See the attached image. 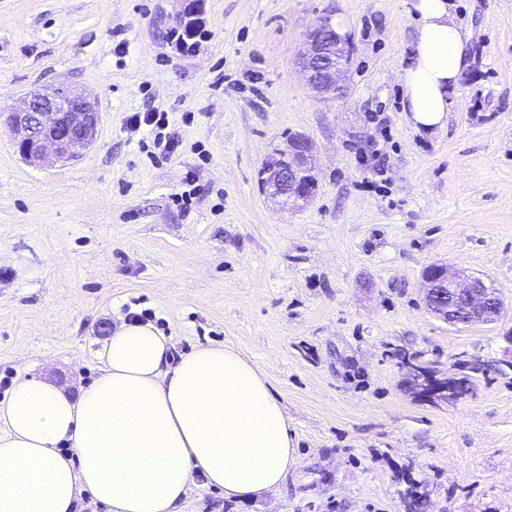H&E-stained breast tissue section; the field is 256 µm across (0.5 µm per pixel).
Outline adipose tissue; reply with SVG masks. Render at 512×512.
Listing matches in <instances>:
<instances>
[{
    "instance_id": "adipose-tissue-1",
    "label": "adipose tissue",
    "mask_w": 512,
    "mask_h": 512,
    "mask_svg": "<svg viewBox=\"0 0 512 512\" xmlns=\"http://www.w3.org/2000/svg\"><path fill=\"white\" fill-rule=\"evenodd\" d=\"M409 13L403 106L432 129L470 66L468 38L452 0H410ZM171 348L152 324L126 322L76 396L14 385L0 400V512H76L84 492L110 512H181L198 474L236 501L280 488L299 458L266 373L229 347Z\"/></svg>"
}]
</instances>
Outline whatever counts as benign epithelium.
Returning a JSON list of instances; mask_svg holds the SVG:
<instances>
[{"label": "benign epithelium", "mask_w": 512, "mask_h": 512, "mask_svg": "<svg viewBox=\"0 0 512 512\" xmlns=\"http://www.w3.org/2000/svg\"><path fill=\"white\" fill-rule=\"evenodd\" d=\"M352 56L349 38L337 31L328 15L320 17L306 33L300 65L308 86L315 92L338 96L340 81ZM13 144L27 162L54 164L77 158L96 140L100 113L97 102L84 91L61 86L35 92L7 113ZM312 144L297 135L288 148L263 164L262 187L283 207L304 206L315 198L318 183L313 174ZM424 272L423 301L428 310L454 325L493 323L502 302L496 288L446 263H434Z\"/></svg>", "instance_id": "1"}]
</instances>
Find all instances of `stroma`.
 <instances>
[{
  "label": "stroma",
  "instance_id": "1",
  "mask_svg": "<svg viewBox=\"0 0 512 512\" xmlns=\"http://www.w3.org/2000/svg\"><path fill=\"white\" fill-rule=\"evenodd\" d=\"M472 62L444 128H416L400 69L409 0H0V113L66 84L96 141L34 166L0 127V399L36 377L76 394L130 314L176 352L234 347L262 367L299 463L246 502L195 480L183 512H512V0H454ZM331 15L353 45L343 97L296 65ZM168 117L171 155L135 113ZM302 135L315 199L285 208L263 161ZM435 262L499 289L496 322L455 327L422 301ZM469 375L416 397L396 352Z\"/></svg>",
  "mask_w": 512,
  "mask_h": 512
}]
</instances>
